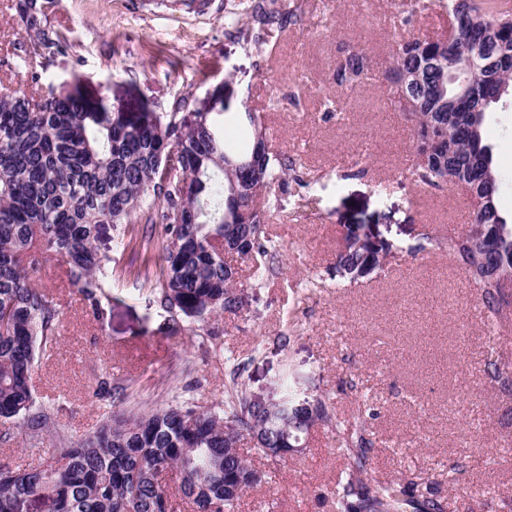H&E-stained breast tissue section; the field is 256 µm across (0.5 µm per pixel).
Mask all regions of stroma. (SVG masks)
Segmentation results:
<instances>
[{"label": "stroma", "mask_w": 512, "mask_h": 512, "mask_svg": "<svg viewBox=\"0 0 512 512\" xmlns=\"http://www.w3.org/2000/svg\"><path fill=\"white\" fill-rule=\"evenodd\" d=\"M23 0H0V82L30 86L21 54L38 31L64 33L70 47L43 59L42 83L80 74L101 89L109 107L171 111L176 101L223 90L224 139L249 143L240 119L263 108L268 145L300 165L306 188L289 185L286 208L269 223L282 261L262 287L249 291L247 311L217 316L212 344L172 333L149 283L164 242L98 246L112 256L106 283L112 304L104 321L88 315L48 258L37 277L61 304L55 352L33 375L37 402L59 404L53 430L31 438L10 426L0 461L37 463L59 439L78 441L114 409L150 412L174 401L200 407L223 402L227 357L253 354L247 389L275 392L291 371L306 396H329L345 421L364 420L373 442L364 481L430 477L443 512H512V394L492 369L512 376V306L488 313L450 248L474 210L462 191L421 188L411 175L412 131L383 79L394 39L448 33V16L410 0H288L300 17L263 49L228 37L224 14L240 0H211L197 11L188 0H38L31 26ZM367 48L368 80L341 94L343 112L328 116L338 95L331 74L336 44ZM484 139L506 181L499 197L512 217V96L486 117ZM363 224L381 241L414 243L429 230L443 241L431 253L396 254L384 270L358 282L304 290L336 260L344 225ZM288 336L280 345L279 336ZM124 387L119 404L94 395L102 371ZM376 414L364 418L365 406ZM240 452L272 478L248 490L237 512H334L331 493L346 469L330 430L315 425L301 452L271 463L250 439ZM456 464V481L448 466Z\"/></svg>", "instance_id": "35a3bbf8"}]
</instances>
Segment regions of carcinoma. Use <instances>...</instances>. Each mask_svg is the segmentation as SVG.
<instances>
[{
	"label": "carcinoma",
	"instance_id": "carcinoma-1",
	"mask_svg": "<svg viewBox=\"0 0 512 512\" xmlns=\"http://www.w3.org/2000/svg\"><path fill=\"white\" fill-rule=\"evenodd\" d=\"M247 0L243 11L224 16L225 30L244 43L265 42L275 31L296 23L288 4ZM453 32L435 39L396 42L384 79L403 105L415 134L417 181L434 188L464 183L480 200L473 228L453 250L468 280L490 312L504 302L512 278V224L498 206L502 180L485 143L483 124L490 107L512 92V8L495 0H446ZM67 38L41 33L27 50L29 64L64 53ZM486 49L497 63L470 74L468 96L449 110L440 101L451 95L448 59ZM366 48L336 46L332 79L351 89L367 79ZM148 107L115 112L102 92L80 75L45 85L32 75V90L0 87V424L24 421L33 431H49L59 408L37 403L31 376L52 355L61 306L32 278L44 256L58 258L69 287L85 309L101 321L112 297L105 284L112 257L97 241L108 228L161 224L165 243L154 302L168 316L171 331L202 338L214 335L211 320L247 310L246 288L238 283L232 256L254 268L257 288L269 271L267 260L279 252L264 231L288 194V177L302 187L295 161L265 149L250 165L224 169V99L194 108V124L181 110ZM440 244L429 232L411 246L390 252L417 254ZM377 248L361 225H349L336 248L330 278L355 281L354 275L380 268ZM246 362L233 366L224 403L201 410L184 401L164 409L116 413L77 443L62 440L49 461L25 466L0 465V512H27L40 501L49 512H235L243 494L261 483L250 461L224 441V426L239 437L257 431L270 448L284 432L301 438L317 423L336 430V449L351 473L333 493L335 512H438L431 482L414 474L406 484L366 483L358 472L368 461L372 440L361 424L337 419L327 397L299 398L289 373L279 378L280 404L268 408L249 399L241 382ZM112 373H103L95 396L114 398Z\"/></svg>",
	"mask_w": 512,
	"mask_h": 512
}]
</instances>
